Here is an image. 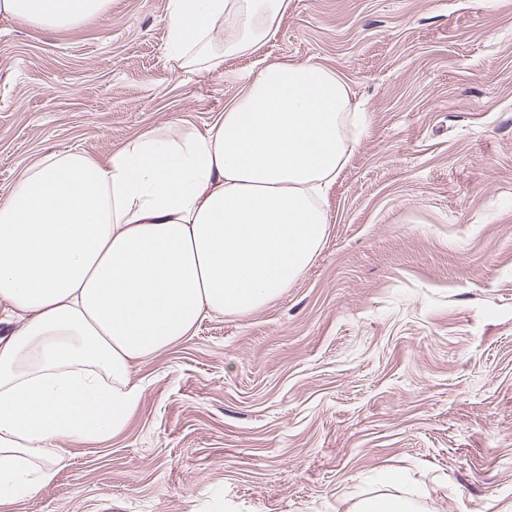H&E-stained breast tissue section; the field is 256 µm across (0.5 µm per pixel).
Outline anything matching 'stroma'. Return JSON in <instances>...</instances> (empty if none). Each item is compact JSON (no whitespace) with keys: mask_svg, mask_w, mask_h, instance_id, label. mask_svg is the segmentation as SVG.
<instances>
[{"mask_svg":"<svg viewBox=\"0 0 512 512\" xmlns=\"http://www.w3.org/2000/svg\"><path fill=\"white\" fill-rule=\"evenodd\" d=\"M166 2L0 19V201L56 154L205 132L268 61L342 74L365 128L305 273L135 364L125 428L0 512H512V0H291L217 71L169 56ZM358 512H413L415 506L408 500L401 498H385L376 502L361 503Z\"/></svg>","mask_w":512,"mask_h":512,"instance_id":"35a3bbf8","label":"stroma"}]
</instances>
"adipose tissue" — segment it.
Wrapping results in <instances>:
<instances>
[{"label":"adipose tissue","mask_w":512,"mask_h":512,"mask_svg":"<svg viewBox=\"0 0 512 512\" xmlns=\"http://www.w3.org/2000/svg\"><path fill=\"white\" fill-rule=\"evenodd\" d=\"M111 0H0V16L74 29ZM290 0H167L168 50L216 70L277 30ZM364 123L347 81L268 63L203 134H141L108 164L71 151L0 201V505L36 494L63 442L122 431L133 365L209 314L244 315L310 266L323 207Z\"/></svg>","instance_id":"obj_1"}]
</instances>
